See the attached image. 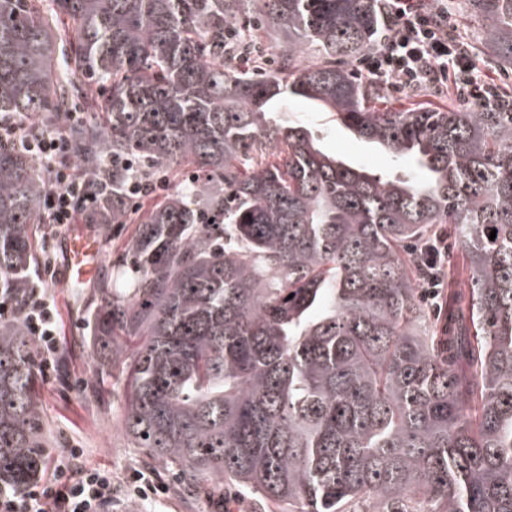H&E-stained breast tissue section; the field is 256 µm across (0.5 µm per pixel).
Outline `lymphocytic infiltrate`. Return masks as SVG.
Here are the masks:
<instances>
[{
	"mask_svg": "<svg viewBox=\"0 0 512 512\" xmlns=\"http://www.w3.org/2000/svg\"><path fill=\"white\" fill-rule=\"evenodd\" d=\"M384 29L378 46L357 60V75L384 80L394 91L442 87L459 107L498 111L504 106L501 86L477 69L456 34L450 0H376ZM0 142L21 146L43 167L49 182L41 203L44 223H75L94 209L84 179L75 177L72 156L62 132L31 134L26 125L0 117ZM28 331L37 341L36 365L44 380L60 368L55 303L34 291L25 311ZM52 473L27 489L0 487V512H103L112 501V472L84 460L79 446L51 450Z\"/></svg>",
	"mask_w": 512,
	"mask_h": 512,
	"instance_id": "obj_1",
	"label": "lymphocytic infiltrate"
}]
</instances>
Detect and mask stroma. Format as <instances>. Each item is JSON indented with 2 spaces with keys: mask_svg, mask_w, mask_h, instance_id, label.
<instances>
[{
  "mask_svg": "<svg viewBox=\"0 0 512 512\" xmlns=\"http://www.w3.org/2000/svg\"><path fill=\"white\" fill-rule=\"evenodd\" d=\"M291 125L310 128L323 147L342 156L350 165L373 172L407 178L415 173L408 160H396L354 137L338 124L332 113L292 100L281 110ZM89 232L99 240L98 281L77 285L64 279L63 236L46 232L40 244L41 257L50 267L41 285L55 299L59 313L61 371L55 380L41 382L40 400L48 447L75 443L85 450L89 464L111 469V512H260L255 500L236 485L199 495L182 489L162 466L153 465L133 448L124 430L126 379L120 372L103 377L96 360L94 316L99 304L98 288L106 285L123 293L135 273L122 257L136 227L132 224H92ZM154 470L167 492L155 500L135 502L125 495L126 482L137 472Z\"/></svg>",
  "mask_w": 512,
  "mask_h": 512,
  "instance_id": "stroma-1",
  "label": "stroma"
}]
</instances>
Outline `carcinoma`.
<instances>
[{
	"instance_id": "cac0c4a2",
	"label": "carcinoma",
	"mask_w": 512,
	"mask_h": 512,
	"mask_svg": "<svg viewBox=\"0 0 512 512\" xmlns=\"http://www.w3.org/2000/svg\"><path fill=\"white\" fill-rule=\"evenodd\" d=\"M284 37L278 72L236 26ZM480 49L512 67V0H470ZM375 0H0V113L65 127L98 200L136 224L129 294L100 289V371L121 336L133 447L188 489L229 479L281 512H512V112L391 111L347 64L371 50ZM322 60L304 65L308 43ZM315 102L423 177L377 176L278 119ZM205 175L143 209L126 188ZM39 163L0 145V485L46 467L36 342L22 310L40 267ZM456 227L468 287L433 319L415 243ZM496 231L495 239H489Z\"/></svg>"
}]
</instances>
